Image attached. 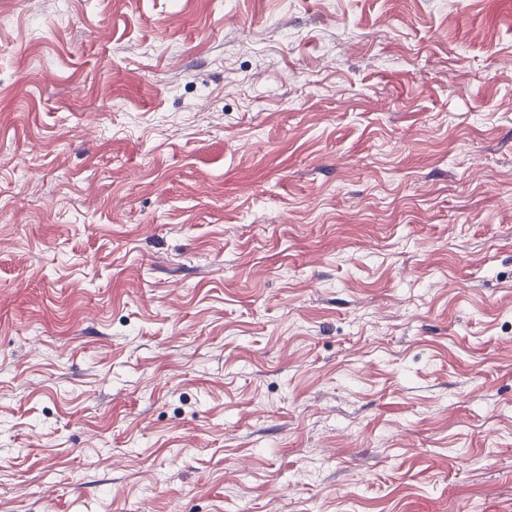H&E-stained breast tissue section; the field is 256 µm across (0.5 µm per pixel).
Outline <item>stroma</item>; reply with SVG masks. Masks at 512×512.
<instances>
[{
	"mask_svg": "<svg viewBox=\"0 0 512 512\" xmlns=\"http://www.w3.org/2000/svg\"><path fill=\"white\" fill-rule=\"evenodd\" d=\"M0 512H512V0H0Z\"/></svg>",
	"mask_w": 512,
	"mask_h": 512,
	"instance_id": "1",
	"label": "stroma"
}]
</instances>
